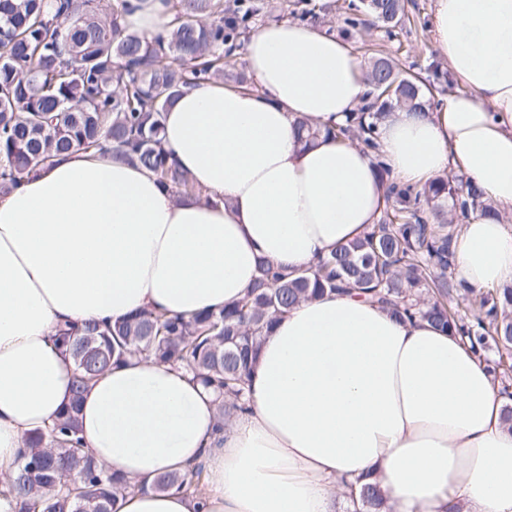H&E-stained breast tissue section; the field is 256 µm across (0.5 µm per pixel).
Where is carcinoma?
<instances>
[{"mask_svg": "<svg viewBox=\"0 0 512 512\" xmlns=\"http://www.w3.org/2000/svg\"><path fill=\"white\" fill-rule=\"evenodd\" d=\"M104 0H0V194L29 170L78 150L112 151L153 172L165 188L191 193L162 139L165 112L182 89L230 75L233 50L248 39L257 9L250 0H171L164 33L146 39L122 23L123 3L103 13ZM345 19L353 29L369 16L391 34L406 15L405 0H361ZM211 18L204 23L203 17ZM402 74L385 58L365 75L369 98L349 124L326 135L376 148L378 123L398 110L427 112L426 95L448 83ZM377 222L307 270L265 259L246 296L219 313L189 319L140 311L115 325H89L58 340L75 365L73 397L50 434L29 438L12 481L16 512H113L127 488L118 475L85 455L79 400L86 384L137 354L179 363L224 391L223 414L247 410L245 390L260 338L295 304L326 293L360 294L402 322L427 321L460 337L512 400V285L476 291L454 283V243L461 224L489 214L482 189L465 176L438 178L420 190L385 181ZM203 466L164 474L152 487L198 492ZM375 483L360 485L353 512H381Z\"/></svg>", "mask_w": 512, "mask_h": 512, "instance_id": "carcinoma-1", "label": "carcinoma"}]
</instances>
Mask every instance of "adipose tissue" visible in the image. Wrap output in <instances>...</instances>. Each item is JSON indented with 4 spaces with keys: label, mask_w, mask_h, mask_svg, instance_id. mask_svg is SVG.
Returning <instances> with one entry per match:
<instances>
[{
    "label": "adipose tissue",
    "mask_w": 512,
    "mask_h": 512,
    "mask_svg": "<svg viewBox=\"0 0 512 512\" xmlns=\"http://www.w3.org/2000/svg\"><path fill=\"white\" fill-rule=\"evenodd\" d=\"M123 21L151 38L165 0H130ZM433 48L462 92L379 125L382 162L422 187L455 170L494 212L456 240L457 277L512 285V0H432ZM257 90L214 80L167 110L164 142L196 188H163L140 165L74 151L0 197V512L27 437L71 398L60 329L137 311H217L251 288L260 260L306 268L376 223L386 185L364 146L295 125H346L366 93L343 39L280 20L245 45ZM247 412L218 422L216 394L138 355L89 383L83 448L132 483L116 512H335L369 477L388 512H512L505 400L459 338L397 320L369 298L303 301L262 337ZM203 464L201 494L152 489Z\"/></svg>",
    "instance_id": "1"
}]
</instances>
